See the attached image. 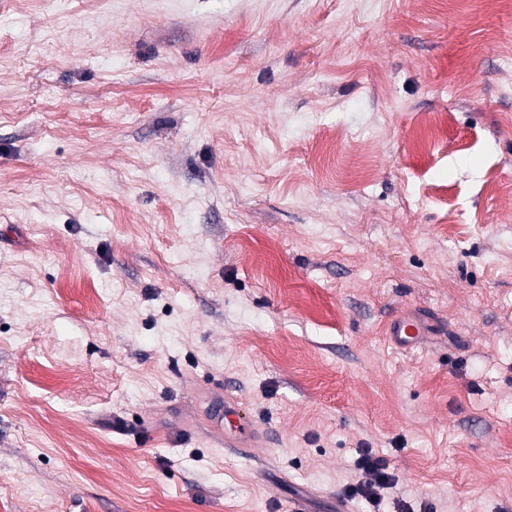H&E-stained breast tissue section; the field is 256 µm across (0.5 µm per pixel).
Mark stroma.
Wrapping results in <instances>:
<instances>
[{
    "mask_svg": "<svg viewBox=\"0 0 512 512\" xmlns=\"http://www.w3.org/2000/svg\"><path fill=\"white\" fill-rule=\"evenodd\" d=\"M367 449L349 512H512V0H0V512H336ZM386 336L396 347L412 350L428 336L427 324L416 314L399 316L387 326ZM358 469L363 472L365 480L346 484L343 493L351 498L361 497L376 508L383 499L384 490L395 484L393 473L383 458L368 450L359 458Z\"/></svg>",
    "mask_w": 512,
    "mask_h": 512,
    "instance_id": "1",
    "label": "stroma"
}]
</instances>
